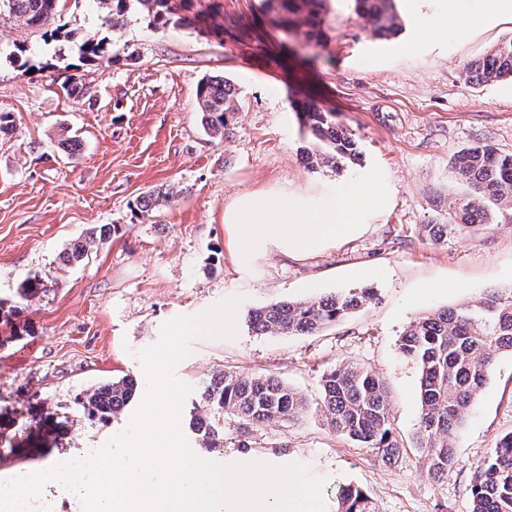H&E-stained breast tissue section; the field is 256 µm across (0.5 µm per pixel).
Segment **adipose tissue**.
<instances>
[{
  "mask_svg": "<svg viewBox=\"0 0 512 512\" xmlns=\"http://www.w3.org/2000/svg\"><path fill=\"white\" fill-rule=\"evenodd\" d=\"M384 189L358 181L321 195L277 184L239 194L224 207L226 246L240 269L274 255L302 258L360 236L363 212Z\"/></svg>",
  "mask_w": 512,
  "mask_h": 512,
  "instance_id": "obj_1",
  "label": "adipose tissue"
}]
</instances>
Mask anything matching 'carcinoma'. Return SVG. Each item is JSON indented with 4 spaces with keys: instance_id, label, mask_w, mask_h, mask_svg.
<instances>
[{
    "instance_id": "cac0c4a2",
    "label": "carcinoma",
    "mask_w": 512,
    "mask_h": 512,
    "mask_svg": "<svg viewBox=\"0 0 512 512\" xmlns=\"http://www.w3.org/2000/svg\"><path fill=\"white\" fill-rule=\"evenodd\" d=\"M65 0H0L5 11L21 31L54 38ZM112 19L120 20L132 8L149 23L165 27L187 23L175 17L172 0H98ZM324 0H266L269 10L288 14L295 28L308 26L317 16ZM356 11L372 28L384 36L398 31L399 17L395 0H355ZM75 38L72 32L62 34ZM83 58L105 59V41L91 38L77 42ZM465 80L489 84L512 77V39L496 46L480 62L464 67ZM202 123L208 133L224 137L228 114L237 109V92L224 77L205 76L196 91ZM301 124L310 133L303 157L313 168H335L355 164L358 143L352 133L336 123V114L315 102L297 110ZM460 180L473 191L467 200L448 201L455 224H431L429 236L439 242L451 235L478 230L495 218V210L512 209V154L499 153L487 146L464 150L455 159ZM170 190L149 191L138 197L136 208L149 212L173 202ZM48 291L39 275L28 277L16 289L28 300ZM374 296L371 288L338 292L307 302L280 301L253 310L249 326L261 335L313 333L340 321L365 305ZM400 354L414 361L420 370L421 412L414 434V448L421 462L437 480L456 465L457 437L465 412L485 386L497 352L512 351V293L496 289L459 308L437 310L411 322L400 337ZM136 378L124 376L106 381L92 392L74 397L73 405L91 418L106 420L121 411L134 397ZM200 403L191 427L205 448L224 449V429L212 419L214 414L229 413L242 421L241 435L254 427L276 422H292L307 409L305 397L282 382L261 375L244 376L221 371L201 388ZM321 407L327 424L340 435L368 449L375 459L393 466L406 447L393 427V416L383 380L372 370L359 365L342 364L324 375L320 387ZM470 512H512V433L502 436L489 456L479 463L470 488ZM342 512H371L369 500L359 489H339Z\"/></svg>"
}]
</instances>
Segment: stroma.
Listing matches in <instances>:
<instances>
[{
	"label": "stroma",
	"mask_w": 512,
	"mask_h": 512,
	"mask_svg": "<svg viewBox=\"0 0 512 512\" xmlns=\"http://www.w3.org/2000/svg\"><path fill=\"white\" fill-rule=\"evenodd\" d=\"M180 24L148 26L137 11L112 26L98 0H68L66 30L102 39L116 63L83 60L73 42L28 39L33 73L19 69V37L0 15V111L15 128L0 133V482L21 464L51 456L65 462L78 448H98L124 431L141 404L133 399L109 420L73 410L74 397L126 375L148 381L140 351L162 326L241 296L234 339H197L175 370L193 389L184 403L189 426L197 389L221 371L278 378L306 396L299 420L255 428L252 455L306 464L325 477L326 512L336 489L363 491L372 512H469L475 466L512 432V353L497 354L489 379L459 431L457 463L442 479L422 467L411 446L420 415L417 365L400 356L399 339L415 318L512 289V210L493 224L436 244L430 224L448 223V200L468 188L454 169L465 148L512 153V79L465 82V63L512 38V21L476 19V0L430 42L399 0L402 29L375 36L354 0H327L317 40L275 23L264 0H172ZM138 58L127 61L128 53ZM206 75L229 79L238 109L229 135L205 133L196 86ZM85 86L76 100L71 81ZM312 96L350 130L360 165L312 169L309 136L295 102ZM70 128L80 145L64 149ZM380 183L383 205L369 206L365 232L318 254L271 257L241 271L225 244L224 206L240 193L286 184L319 193L329 183ZM176 187V202L139 212L150 189ZM104 224L119 231L91 247L83 262L61 256ZM39 275L53 290L23 301L19 283ZM364 287L373 300L324 330L270 336L252 332V309L310 301ZM343 363L363 365L385 382L394 427L408 450L396 465L333 432L320 407L322 376ZM69 407L68 434L45 432V417ZM31 449L27 462L15 449Z\"/></svg>",
	"instance_id": "obj_1"
}]
</instances>
